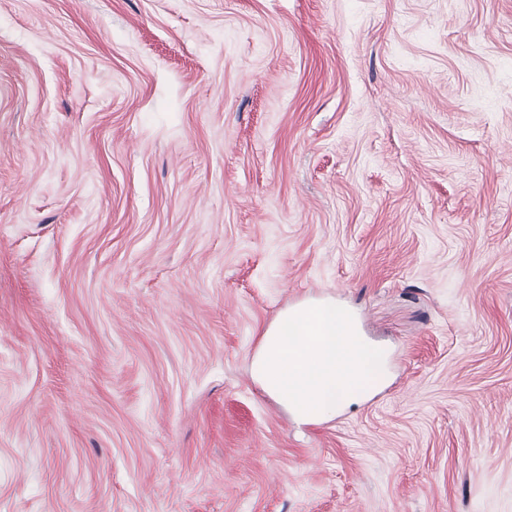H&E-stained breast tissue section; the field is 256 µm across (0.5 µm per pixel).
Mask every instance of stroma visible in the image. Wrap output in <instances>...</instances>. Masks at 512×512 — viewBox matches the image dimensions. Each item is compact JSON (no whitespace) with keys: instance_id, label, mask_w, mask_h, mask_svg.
<instances>
[{"instance_id":"35a3bbf8","label":"stroma","mask_w":512,"mask_h":512,"mask_svg":"<svg viewBox=\"0 0 512 512\" xmlns=\"http://www.w3.org/2000/svg\"><path fill=\"white\" fill-rule=\"evenodd\" d=\"M0 512H512V0H0Z\"/></svg>"}]
</instances>
